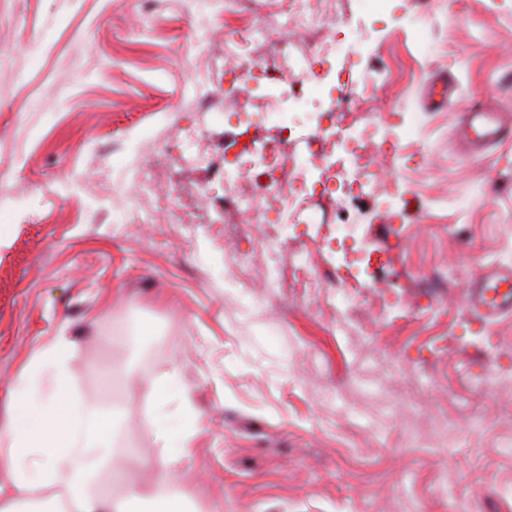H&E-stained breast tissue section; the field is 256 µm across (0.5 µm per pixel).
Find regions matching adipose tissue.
<instances>
[{
	"label": "adipose tissue",
	"instance_id": "1",
	"mask_svg": "<svg viewBox=\"0 0 512 512\" xmlns=\"http://www.w3.org/2000/svg\"><path fill=\"white\" fill-rule=\"evenodd\" d=\"M72 347L67 336L52 337L24 363L9 394L0 461L10 480L0 484V512H130L133 501L149 502L152 512H187L179 483L160 466L148 490L132 474L117 473L108 457L95 475H62L75 449H108L118 418L112 409L82 420L71 395Z\"/></svg>",
	"mask_w": 512,
	"mask_h": 512
}]
</instances>
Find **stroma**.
Wrapping results in <instances>:
<instances>
[{
  "mask_svg": "<svg viewBox=\"0 0 512 512\" xmlns=\"http://www.w3.org/2000/svg\"><path fill=\"white\" fill-rule=\"evenodd\" d=\"M285 2L0 0V417L22 363L62 333L85 415L122 414L125 469L160 457L151 411L177 432L197 414L172 461L192 512H512V358L494 349L512 317L486 325L466 304L484 270L512 267V143L477 155L455 128L512 110V0H392L380 16L313 0L310 18L346 24L331 77L352 109L381 106L384 138L417 125L394 210L345 191L374 275L342 295L267 283L262 241L317 255L305 216L224 221L225 158L278 142L266 116L225 118L224 38L249 25L271 42ZM286 56L260 57L262 85L305 128L328 104L282 76ZM173 367L156 409L150 384Z\"/></svg>",
  "mask_w": 512,
  "mask_h": 512,
  "instance_id": "obj_1",
  "label": "stroma"
}]
</instances>
